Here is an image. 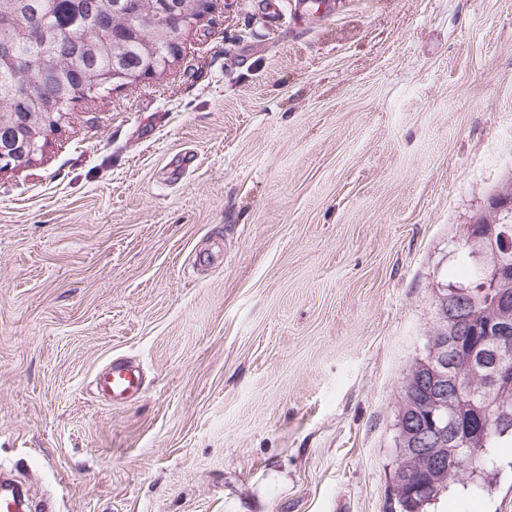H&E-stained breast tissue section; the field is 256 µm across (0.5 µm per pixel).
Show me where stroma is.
I'll return each instance as SVG.
<instances>
[{"instance_id": "stroma-1", "label": "stroma", "mask_w": 512, "mask_h": 512, "mask_svg": "<svg viewBox=\"0 0 512 512\" xmlns=\"http://www.w3.org/2000/svg\"><path fill=\"white\" fill-rule=\"evenodd\" d=\"M333 3L213 0L0 170V469L54 512H388L405 379L512 180V0ZM499 465L434 512H512ZM210 2L211 1L198 2L199 7H197L194 12L174 15L172 25L177 29L175 44L179 43L180 37L182 35V29L184 27H195L201 23V21H203L204 17L210 10ZM142 367L129 360L113 359L96 375L94 386L112 404L127 402L143 388Z\"/></svg>"}]
</instances>
